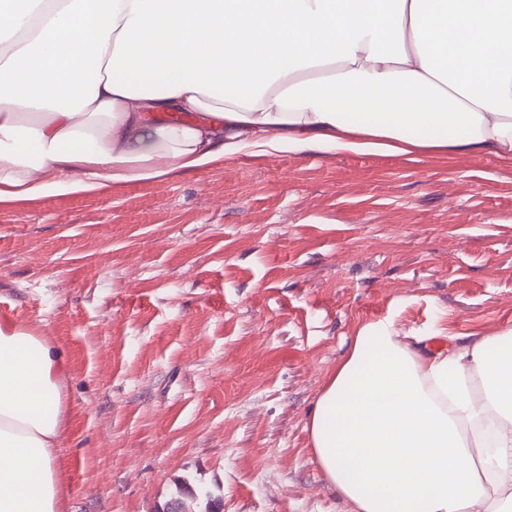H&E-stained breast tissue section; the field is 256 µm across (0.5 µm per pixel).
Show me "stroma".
Here are the masks:
<instances>
[{
  "label": "stroma",
  "mask_w": 512,
  "mask_h": 512,
  "mask_svg": "<svg viewBox=\"0 0 512 512\" xmlns=\"http://www.w3.org/2000/svg\"><path fill=\"white\" fill-rule=\"evenodd\" d=\"M0 319L69 364L61 512H351L305 429L359 329L512 328V165L245 149L164 180L0 200ZM187 497L192 501L205 500L206 508L204 511H193L187 505L185 498L176 497L165 504L162 512H220L222 511V504L220 500L211 499V493L205 489L189 490Z\"/></svg>",
  "instance_id": "35a3bbf8"
}]
</instances>
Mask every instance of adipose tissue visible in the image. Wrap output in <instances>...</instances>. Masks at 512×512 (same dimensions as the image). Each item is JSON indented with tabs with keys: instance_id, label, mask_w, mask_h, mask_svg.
<instances>
[{
	"instance_id": "ef3b65f1",
	"label": "adipose tissue",
	"mask_w": 512,
	"mask_h": 512,
	"mask_svg": "<svg viewBox=\"0 0 512 512\" xmlns=\"http://www.w3.org/2000/svg\"><path fill=\"white\" fill-rule=\"evenodd\" d=\"M0 43V195L247 148L512 163V0H0ZM66 374L0 320V512H60ZM306 428L352 512H512V328L429 353L364 325Z\"/></svg>"
}]
</instances>
